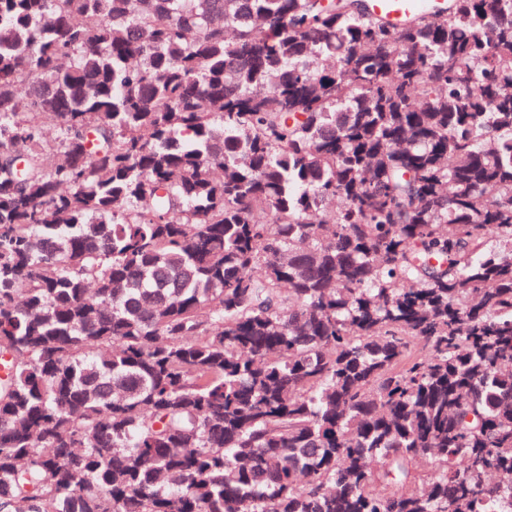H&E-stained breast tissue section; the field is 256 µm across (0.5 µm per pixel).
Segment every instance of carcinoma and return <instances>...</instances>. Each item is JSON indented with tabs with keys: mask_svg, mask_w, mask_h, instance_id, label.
<instances>
[{
	"mask_svg": "<svg viewBox=\"0 0 512 512\" xmlns=\"http://www.w3.org/2000/svg\"><path fill=\"white\" fill-rule=\"evenodd\" d=\"M0 364V512H512V0H0ZM440 1L442 0H368L373 12L385 16L392 22H399L405 16Z\"/></svg>",
	"mask_w": 512,
	"mask_h": 512,
	"instance_id": "carcinoma-1",
	"label": "carcinoma"
}]
</instances>
